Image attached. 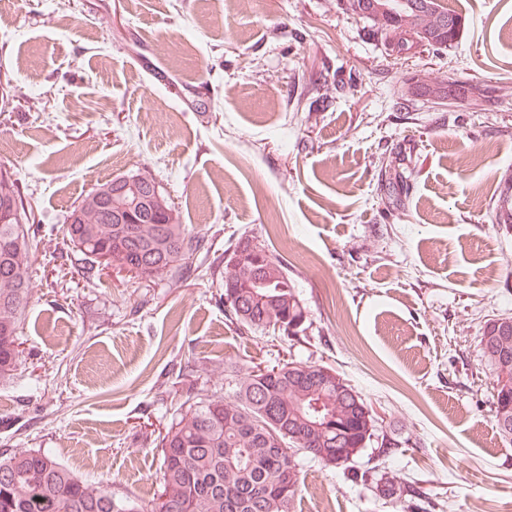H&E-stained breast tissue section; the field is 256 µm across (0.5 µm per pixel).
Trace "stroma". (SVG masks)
Masks as SVG:
<instances>
[{"label":"stroma","mask_w":512,"mask_h":512,"mask_svg":"<svg viewBox=\"0 0 512 512\" xmlns=\"http://www.w3.org/2000/svg\"><path fill=\"white\" fill-rule=\"evenodd\" d=\"M440 3L461 19L451 48L401 65L351 0H0V168L36 232L0 451H48L146 503L172 396L286 357L343 374L396 443L395 475L444 512H512L480 345L487 319L512 316V226L492 202L512 176V0ZM408 68L471 94L400 111ZM487 88L488 111L471 99ZM134 170L208 239L193 265L246 235L274 245L309 328L286 343L248 333L217 278L177 265L86 281L60 256L66 217ZM403 170L396 205L380 187ZM302 475L293 512H392L342 473Z\"/></svg>","instance_id":"stroma-1"}]
</instances>
